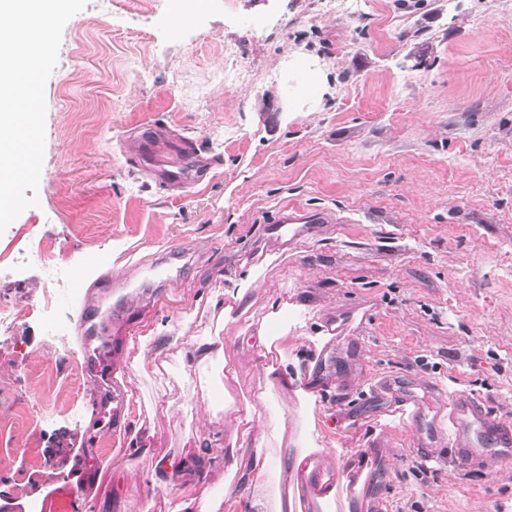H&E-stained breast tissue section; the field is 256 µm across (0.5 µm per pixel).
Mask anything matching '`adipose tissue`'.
Instances as JSON below:
<instances>
[{
    "mask_svg": "<svg viewBox=\"0 0 512 512\" xmlns=\"http://www.w3.org/2000/svg\"><path fill=\"white\" fill-rule=\"evenodd\" d=\"M281 310H271L255 327L251 336L245 337L246 346L257 349L265 359L262 372L265 388L252 401L236 405L232 397H225L220 408L225 423L231 424L234 435L225 447L213 448V455H226L231 463L224 479V499L230 503L247 500L252 512H284L278 492L271 489L275 472L287 469L297 473L311 471L314 467V447L308 446L282 452L280 429L271 432H253V422L260 409L268 403L273 388L289 385L287 374L277 364V335L271 330L273 321L281 317Z\"/></svg>",
    "mask_w": 512,
    "mask_h": 512,
    "instance_id": "1",
    "label": "adipose tissue"
}]
</instances>
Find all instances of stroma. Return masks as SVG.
Listing matches in <instances>:
<instances>
[{
	"label": "stroma",
	"mask_w": 512,
	"mask_h": 512,
	"mask_svg": "<svg viewBox=\"0 0 512 512\" xmlns=\"http://www.w3.org/2000/svg\"><path fill=\"white\" fill-rule=\"evenodd\" d=\"M248 67L239 77L225 45ZM328 81L317 100L292 95L295 57ZM45 149L38 205L0 232V307L29 315L0 323V423L18 400L55 408L14 425L0 453V512H73L71 489L100 472L92 512H173L182 489L204 498L223 484V461L178 485L152 479L158 456L207 457L231 426L198 413L216 376L235 372L234 399L261 389L263 359L241 335L283 303V370L316 393L305 422L279 389L254 428L324 447L325 464L368 478L359 512H512V463L461 468L447 454L425 461L411 442V410L377 406L384 375L412 372L444 398L466 392L512 418V0H145L130 9L96 0L65 25L45 85ZM193 144L206 176L172 189L147 159L171 167ZM329 210L334 224L299 245L270 229L288 204ZM69 270L53 279L41 252ZM170 251L194 262L125 340L129 403L123 438L93 428L85 342L125 292L144 288ZM247 314L219 332L224 355L180 360L185 337L204 333L194 310L223 309L222 291L265 255ZM125 288L105 297L107 277ZM81 281L74 290L73 281ZM99 300L84 321V297ZM368 312L350 337L329 324ZM150 337L141 347L140 337ZM325 337L332 381H307ZM146 353L168 369L158 392L131 363ZM145 439L147 449L135 440Z\"/></svg>",
	"instance_id": "obj_1"
}]
</instances>
